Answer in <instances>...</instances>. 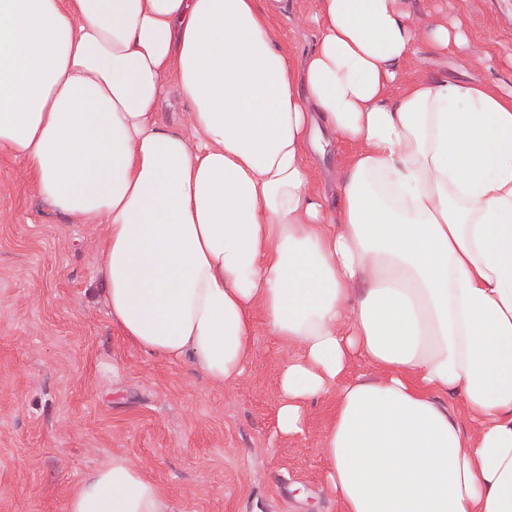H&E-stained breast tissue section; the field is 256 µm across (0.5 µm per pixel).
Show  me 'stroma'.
<instances>
[{"label":"stroma","mask_w":512,"mask_h":512,"mask_svg":"<svg viewBox=\"0 0 512 512\" xmlns=\"http://www.w3.org/2000/svg\"><path fill=\"white\" fill-rule=\"evenodd\" d=\"M467 43L405 62L392 94L419 77L512 86V0H412L438 7ZM315 0H279L289 50L314 39ZM102 227L48 209L22 159L0 151V512H67L69 491L122 452L176 512H341L324 490L317 438L332 401L311 402L303 433L276 428L286 350L255 325L242 382L215 388L186 363L144 354L113 326L96 278Z\"/></svg>","instance_id":"stroma-1"}]
</instances>
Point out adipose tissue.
<instances>
[{"label":"adipose tissue","mask_w":512,"mask_h":512,"mask_svg":"<svg viewBox=\"0 0 512 512\" xmlns=\"http://www.w3.org/2000/svg\"><path fill=\"white\" fill-rule=\"evenodd\" d=\"M272 0H0V151L104 229L113 325L239 381L254 319L288 348L277 426L318 438L343 512H512V91L400 63L465 41L408 0H316L282 43ZM190 109L162 120L166 81ZM349 145L336 197L312 157ZM67 512H175L122 453Z\"/></svg>","instance_id":"ef3b65f1"}]
</instances>
